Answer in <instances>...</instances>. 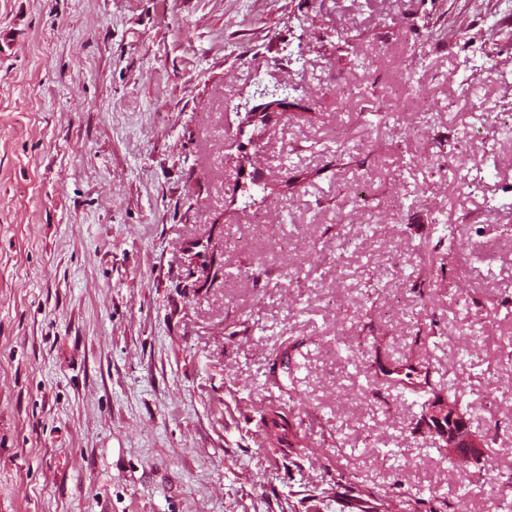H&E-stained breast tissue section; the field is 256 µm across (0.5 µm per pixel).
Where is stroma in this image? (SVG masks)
Instances as JSON below:
<instances>
[{
	"mask_svg": "<svg viewBox=\"0 0 512 512\" xmlns=\"http://www.w3.org/2000/svg\"><path fill=\"white\" fill-rule=\"evenodd\" d=\"M5 29L0 512H512L498 0H0ZM407 361L467 406L480 463L416 429Z\"/></svg>",
	"mask_w": 512,
	"mask_h": 512,
	"instance_id": "obj_1",
	"label": "stroma"
}]
</instances>
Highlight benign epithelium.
Returning <instances> with one entry per match:
<instances>
[{"label": "benign epithelium", "instance_id": "obj_1", "mask_svg": "<svg viewBox=\"0 0 512 512\" xmlns=\"http://www.w3.org/2000/svg\"><path fill=\"white\" fill-rule=\"evenodd\" d=\"M427 430L436 437L435 444L448 450V456L466 465L481 460L487 441L472 430L467 414L460 406L446 398L431 405L425 412Z\"/></svg>", "mask_w": 512, "mask_h": 512}]
</instances>
